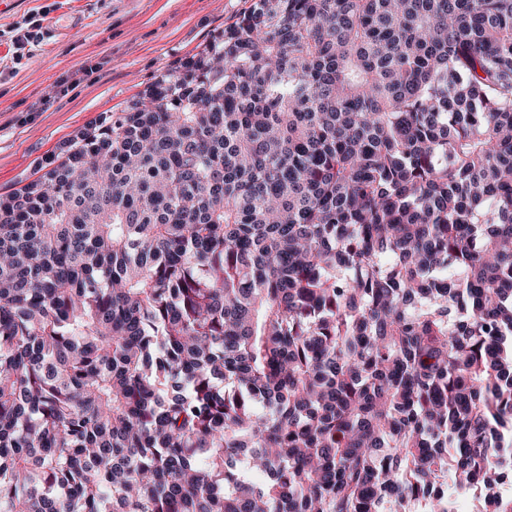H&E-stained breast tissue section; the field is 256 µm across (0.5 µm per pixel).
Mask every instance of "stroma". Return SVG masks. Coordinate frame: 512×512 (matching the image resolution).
Returning a JSON list of instances; mask_svg holds the SVG:
<instances>
[{
	"instance_id": "1",
	"label": "stroma",
	"mask_w": 512,
	"mask_h": 512,
	"mask_svg": "<svg viewBox=\"0 0 512 512\" xmlns=\"http://www.w3.org/2000/svg\"><path fill=\"white\" fill-rule=\"evenodd\" d=\"M253 0H0V195L178 71ZM41 23L25 48L15 40Z\"/></svg>"
}]
</instances>
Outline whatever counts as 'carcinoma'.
<instances>
[{
	"instance_id": "obj_1",
	"label": "carcinoma",
	"mask_w": 512,
	"mask_h": 512,
	"mask_svg": "<svg viewBox=\"0 0 512 512\" xmlns=\"http://www.w3.org/2000/svg\"><path fill=\"white\" fill-rule=\"evenodd\" d=\"M41 171L0 512H512V0H254Z\"/></svg>"
}]
</instances>
